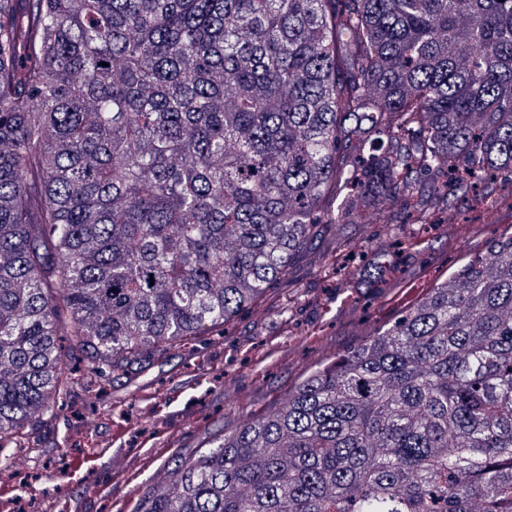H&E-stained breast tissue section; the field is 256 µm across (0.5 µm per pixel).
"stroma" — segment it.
I'll use <instances>...</instances> for the list:
<instances>
[{"instance_id":"stroma-1","label":"stroma","mask_w":512,"mask_h":512,"mask_svg":"<svg viewBox=\"0 0 512 512\" xmlns=\"http://www.w3.org/2000/svg\"><path fill=\"white\" fill-rule=\"evenodd\" d=\"M510 196L512 183L485 173L427 224L399 206L375 224L319 225L287 274L246 310L92 391L80 383L86 356L61 327L69 388L32 419L24 443L0 445V483L13 487L15 512H135L177 459L268 414L312 371L393 322L397 289L435 287L498 238L512 225ZM453 220L467 226L466 244L450 235ZM380 249L385 279L365 287L357 267Z\"/></svg>"}]
</instances>
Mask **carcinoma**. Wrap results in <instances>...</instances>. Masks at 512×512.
<instances>
[{
    "instance_id": "1",
    "label": "carcinoma",
    "mask_w": 512,
    "mask_h": 512,
    "mask_svg": "<svg viewBox=\"0 0 512 512\" xmlns=\"http://www.w3.org/2000/svg\"><path fill=\"white\" fill-rule=\"evenodd\" d=\"M450 168L512 182V0H0V439L62 314L123 377ZM140 512H512V233Z\"/></svg>"
}]
</instances>
